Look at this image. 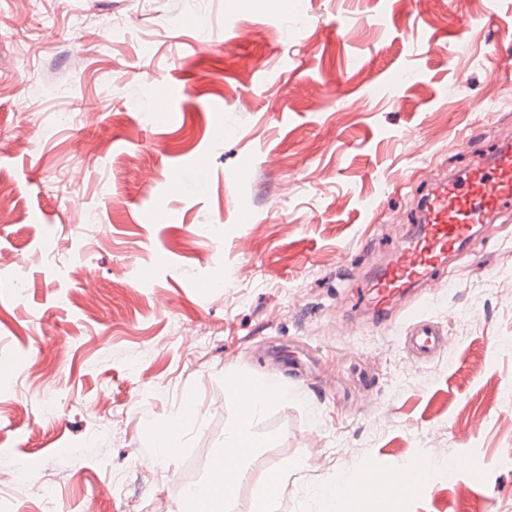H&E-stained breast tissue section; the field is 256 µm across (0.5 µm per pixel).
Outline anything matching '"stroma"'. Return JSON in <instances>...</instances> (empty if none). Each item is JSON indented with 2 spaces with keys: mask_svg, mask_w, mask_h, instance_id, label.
<instances>
[{
  "mask_svg": "<svg viewBox=\"0 0 512 512\" xmlns=\"http://www.w3.org/2000/svg\"><path fill=\"white\" fill-rule=\"evenodd\" d=\"M0 472L13 512H181L288 388L224 512L429 455L398 512H512V215L396 327L363 300L432 166L512 142V0H0ZM340 77L339 89L328 82ZM211 179L198 189L192 170ZM448 339L411 365L404 316ZM68 341L67 358L54 350ZM51 362L42 383L27 365ZM196 410L179 448L157 428ZM467 433L456 441V433ZM234 391L240 395L245 393V389H249L250 402L247 407H241L239 412L238 421L234 427L228 430L224 436V447L227 444H233V447L224 451V470L225 467L229 468L235 465L238 456L241 453L240 448H244L241 458L238 460L235 467L231 469L232 479L237 477L239 470V462L248 456L252 447H255L256 436L253 432V427L257 417L264 411V409L274 400L288 401L293 397L292 393L288 392V388H270L265 386L256 385L252 379L245 374H238L233 379ZM274 395L276 399H274ZM239 447V448H237ZM221 471L212 475L210 485L220 491H223L226 496H231L234 493L232 487H227L225 484V471ZM286 489L284 473L278 471L274 482H263L254 498L252 512H277L276 505Z\"/></svg>",
  "mask_w": 512,
  "mask_h": 512,
  "instance_id": "obj_1",
  "label": "stroma"
}]
</instances>
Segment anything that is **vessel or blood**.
I'll use <instances>...</instances> for the list:
<instances>
[{"mask_svg":"<svg viewBox=\"0 0 512 512\" xmlns=\"http://www.w3.org/2000/svg\"><path fill=\"white\" fill-rule=\"evenodd\" d=\"M512 212V144L503 143L491 158L465 174L434 182L415 208V239L397 245L389 266L377 280L369 303L378 320H385L396 300L409 286L429 283L430 295L442 290L434 270L462 248L475 227ZM404 339L408 353L433 359L446 351V341L434 325L421 316L411 319Z\"/></svg>","mask_w":512,"mask_h":512,"instance_id":"vessel-or-blood-1","label":"vessel or blood"}]
</instances>
